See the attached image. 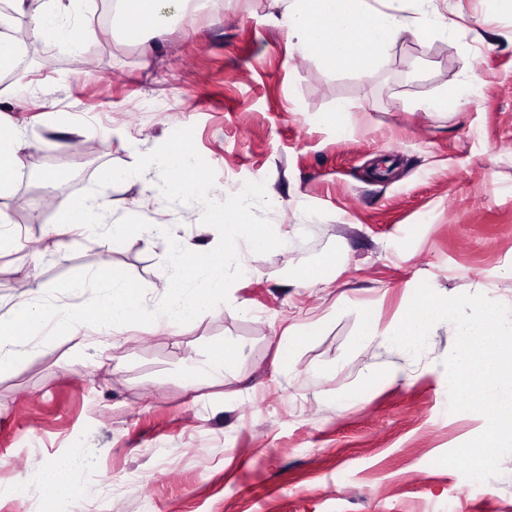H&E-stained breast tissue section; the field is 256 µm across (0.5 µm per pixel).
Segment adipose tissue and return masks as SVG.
Returning <instances> with one entry per match:
<instances>
[{"mask_svg":"<svg viewBox=\"0 0 512 512\" xmlns=\"http://www.w3.org/2000/svg\"><path fill=\"white\" fill-rule=\"evenodd\" d=\"M78 0H44L37 16L35 37H55L75 46L95 41L97 30L86 25L71 27L69 17ZM164 0H115L119 19L134 18L143 41L160 37L156 16ZM404 0H288L282 23L298 51L330 64L350 65L360 70L385 61L390 42L406 31L402 15ZM27 140L22 129L0 126V196L9 194L25 176L21 155ZM55 233L79 226L88 230L108 228L113 241L122 240L135 227L134 217L113 219L102 203L61 200L53 204Z\"/></svg>","mask_w":512,"mask_h":512,"instance_id":"adipose-tissue-1","label":"adipose tissue"}]
</instances>
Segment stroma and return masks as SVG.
<instances>
[{
  "label": "stroma",
  "instance_id": "1",
  "mask_svg": "<svg viewBox=\"0 0 512 512\" xmlns=\"http://www.w3.org/2000/svg\"><path fill=\"white\" fill-rule=\"evenodd\" d=\"M112 0H81L72 25L91 24L92 64L45 40L53 69L22 62L0 89V121L26 128L33 176L0 198L16 238L0 253V308L77 272L111 266L163 296L166 240L122 244L109 233L55 237L46 193L94 191L114 216L167 224L186 245L213 235L196 204L167 202L142 182L97 188L178 128L214 168L222 200L264 183L282 246L239 242L247 273L228 301L184 326L138 325L102 335L34 340L0 373V487H20L66 457L68 489L0 494V512H512V455L469 491L437 459L480 433L483 418L447 410L443 359L456 331L441 322L419 356L377 338L348 351L358 309L379 330L429 282L444 296L480 293L512 307V11L504 0H408L409 29L383 67L358 72L302 55L278 20L284 0H208L143 52L99 23ZM438 26L418 36L425 11ZM470 79L466 103L421 105ZM152 109H145V102ZM345 102V135L332 122ZM52 167L53 189L35 175ZM323 269L327 283L306 286ZM301 340L280 369L282 333ZM224 359L221 384L191 385L193 365Z\"/></svg>",
  "mask_w": 512,
  "mask_h": 512
}]
</instances>
